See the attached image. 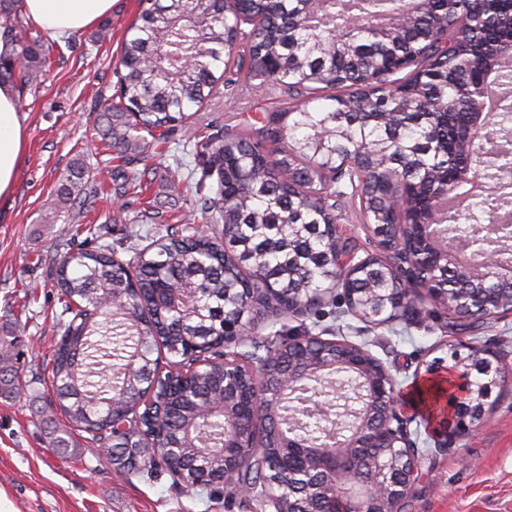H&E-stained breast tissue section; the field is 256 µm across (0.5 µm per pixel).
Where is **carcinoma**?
<instances>
[{"label":"carcinoma","instance_id":"obj_1","mask_svg":"<svg viewBox=\"0 0 512 512\" xmlns=\"http://www.w3.org/2000/svg\"><path fill=\"white\" fill-rule=\"evenodd\" d=\"M141 10L123 40L115 94L100 101L98 133L121 166L141 159L145 136L163 138L184 127L213 96L225 76L243 75L307 97L291 112L264 117L249 134L195 130L193 155L201 177L194 184L201 218L211 233L175 226L155 243L133 249L128 260L61 241L57 285L64 309L48 364L53 392L43 408L49 446L76 447L72 432L109 449L123 470L129 448L138 449L137 473H151L155 456L169 448L184 459L179 479L187 488L223 471L219 455L232 442L221 415L190 406V394L171 380L191 370L186 384L203 400L224 392V326L242 332L282 316L317 315L333 293L353 299L348 311L371 323L394 321L398 312L378 296L400 287L380 258L357 256L349 237L336 235V190L331 175L345 163L364 175L358 182L360 213L381 247L396 232L414 242L419 276L451 305L450 326L476 329L482 312L512 304V288L448 262L425 225L436 200L454 189L456 203L438 233L477 262L496 252L512 262L509 240L477 224V213L498 212L512 221V186L485 198L468 195L465 172L487 154H512V111L492 113L473 126L474 100L512 84V0H423L391 37L368 30L336 50V29L350 17H374L402 7L397 0H322L316 16L308 0H140ZM20 0H0V81L23 93L41 82L49 48L24 37ZM252 14L264 28L250 45V59L214 42L226 40ZM448 33V50L436 37ZM385 72L391 91L365 83ZM147 171L117 181L115 193L143 189ZM216 187L204 193L206 180ZM409 194L410 222L396 227L391 195ZM96 173L81 163L58 180V213L77 224L94 203ZM289 336L254 346L230 359L243 387L277 397L259 417L258 455L237 480L283 493L297 492L304 475L273 483L272 460L283 437L316 448L350 437L363 410L359 375L344 367L318 373L344 343L305 336L299 358ZM171 356L159 368L153 353ZM265 354L260 355L258 351ZM301 377L281 387L282 373ZM22 390L18 368L0 367V397ZM69 426H54V410Z\"/></svg>","mask_w":512,"mask_h":512}]
</instances>
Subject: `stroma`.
I'll use <instances>...</instances> for the list:
<instances>
[{
    "mask_svg": "<svg viewBox=\"0 0 512 512\" xmlns=\"http://www.w3.org/2000/svg\"><path fill=\"white\" fill-rule=\"evenodd\" d=\"M139 11L138 0H115L103 18L111 29L104 42L92 27L62 38L44 36L52 64L37 91L19 99L27 115V149L14 196L0 204V336H19L22 351L23 390L0 397V497L12 512H265L256 497L186 490L165 471L154 480L116 472L100 448L86 441L76 451L55 453L39 414L52 391L41 364L52 354L62 311L56 268L64 224L54 217L55 189L73 162L95 172L112 163L95 131L98 101L116 90L122 37ZM299 102L283 87L243 80L223 88L203 117L234 133L247 118L285 112ZM191 149L190 135L181 129L168 143L150 146L135 165L150 172L148 201L104 193L76 241L112 245L126 259L130 246H148L165 236L173 220H187L197 203L192 195L172 193L170 185L195 169ZM423 308L412 320L376 326L346 314L338 300L316 317L259 324L239 349L249 351L282 328L301 324L365 345L395 379L399 409L419 451V477L405 512H512V382L493 390L481 427L450 448L436 446L424 411L406 400L425 378L427 363L447 357L452 342L496 348L505 370L512 371V314L488 320L472 336L451 333L443 308L429 301Z\"/></svg>",
    "mask_w": 512,
    "mask_h": 512,
    "instance_id": "obj_1",
    "label": "stroma"
}]
</instances>
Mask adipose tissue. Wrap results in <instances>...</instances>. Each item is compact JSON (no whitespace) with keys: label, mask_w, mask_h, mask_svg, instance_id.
Listing matches in <instances>:
<instances>
[{"label":"adipose tissue","mask_w":512,"mask_h":512,"mask_svg":"<svg viewBox=\"0 0 512 512\" xmlns=\"http://www.w3.org/2000/svg\"><path fill=\"white\" fill-rule=\"evenodd\" d=\"M115 0H25L28 18L55 36L85 30L111 12ZM27 117L13 85L0 83V202L13 194L23 160Z\"/></svg>","instance_id":"ef3b65f1"}]
</instances>
